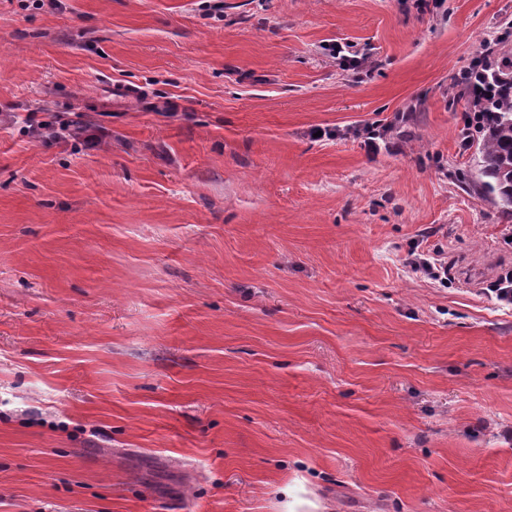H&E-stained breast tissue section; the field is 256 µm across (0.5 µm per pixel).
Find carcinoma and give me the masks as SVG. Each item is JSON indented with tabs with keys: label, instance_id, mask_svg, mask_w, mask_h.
<instances>
[{
	"label": "carcinoma",
	"instance_id": "obj_1",
	"mask_svg": "<svg viewBox=\"0 0 512 512\" xmlns=\"http://www.w3.org/2000/svg\"><path fill=\"white\" fill-rule=\"evenodd\" d=\"M488 120L480 127L473 156L481 193L504 213H512V96L487 104Z\"/></svg>",
	"mask_w": 512,
	"mask_h": 512
}]
</instances>
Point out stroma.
Here are the masks:
<instances>
[{
  "label": "stroma",
  "mask_w": 512,
  "mask_h": 512,
  "mask_svg": "<svg viewBox=\"0 0 512 512\" xmlns=\"http://www.w3.org/2000/svg\"><path fill=\"white\" fill-rule=\"evenodd\" d=\"M510 22L0 0V512H512V217L457 179ZM475 80L477 82L464 83L467 96L475 107L483 106L484 102L489 99L488 96L492 98L499 96L504 88L502 84H496V86L489 88L477 76H475ZM430 256L424 252L412 251L407 258V265L414 273H420L429 279H439L441 273H448V262H441V260L434 259L431 261ZM440 261V262H438ZM488 292H491L496 300L503 306L512 307V270H508L498 275L490 282Z\"/></svg>",
  "instance_id": "35a3bbf8"
}]
</instances>
